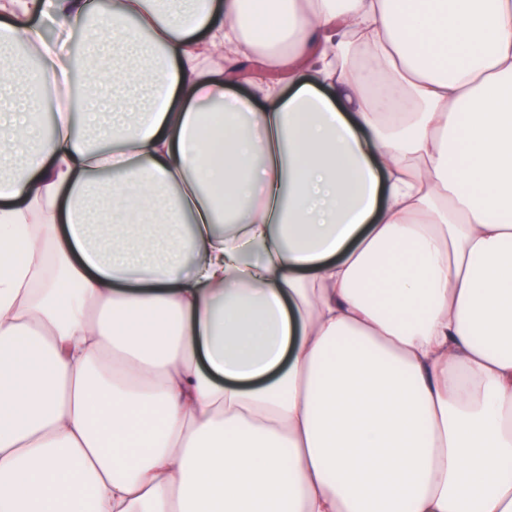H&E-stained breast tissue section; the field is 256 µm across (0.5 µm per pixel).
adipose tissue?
Returning a JSON list of instances; mask_svg holds the SVG:
<instances>
[{
    "label": "adipose tissue",
    "mask_w": 512,
    "mask_h": 512,
    "mask_svg": "<svg viewBox=\"0 0 512 512\" xmlns=\"http://www.w3.org/2000/svg\"><path fill=\"white\" fill-rule=\"evenodd\" d=\"M0 157V512H512V0H0Z\"/></svg>",
    "instance_id": "obj_1"
}]
</instances>
